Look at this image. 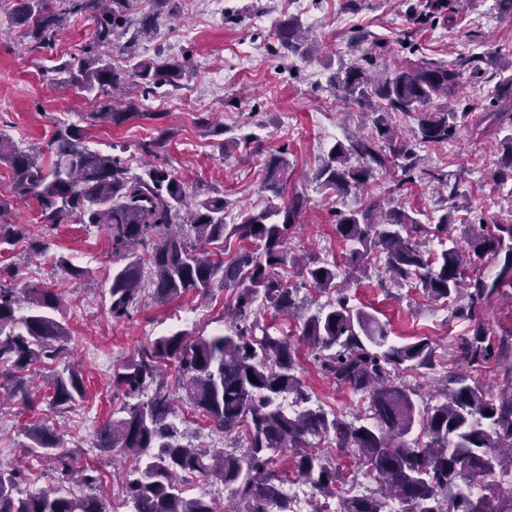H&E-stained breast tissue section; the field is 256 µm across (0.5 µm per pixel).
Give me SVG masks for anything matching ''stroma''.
I'll return each mask as SVG.
<instances>
[{
	"label": "stroma",
	"mask_w": 512,
	"mask_h": 512,
	"mask_svg": "<svg viewBox=\"0 0 512 512\" xmlns=\"http://www.w3.org/2000/svg\"><path fill=\"white\" fill-rule=\"evenodd\" d=\"M416 0H233L230 18L211 24L206 0H178L175 16L163 17L156 39L137 45V54L159 60H183L186 73L179 88L169 86L153 97L137 98L136 117L115 125L91 120L99 105L94 95L65 85L53 71L57 61L89 42L94 22L89 15L71 17L54 49L33 50L29 38L14 25L15 0H0V129L20 149L46 144L61 125L82 128L92 149L108 154L113 145L125 148L132 172H139L141 142L159 132L171 137L159 162L185 184L189 193L221 196L226 223L259 204L264 162L286 152L287 196L305 201L302 216L289 234L293 253L309 259L338 261L348 245L336 236L335 212L361 210L372 203L401 207L420 223H436L441 208L455 200L461 216L450 237L420 235L424 250L440 252L446 239L465 242L469 223L512 224V175H504L502 143L512 136V119H484L486 106L501 81L512 75V12L498 0H451L435 18L415 20ZM273 22L299 17L314 48L307 59H285L274 51L272 26L256 24L259 14ZM374 49L378 65L445 64L460 68L461 93L469 105L455 140L437 145L417 143L414 117L386 113L390 125L406 141L416 143L420 165L443 171L441 186L416 175L405 181L399 168L377 171L366 191L336 197L321 190L314 174L329 149L347 137L374 135V116L343 99L330 85L336 71ZM0 199L12 201L11 216L26 237L0 254V268L32 283L60 292L59 320L69 332L67 347L56 360L39 363L29 387L36 407L24 409L0 386V466L19 456L23 430L41 421L55 427L66 447L75 451L73 466L97 468L99 493L110 512H123L122 487L129 458L97 445L99 428L111 419L123 399L112 389L114 365L136 356L149 341L170 331L210 336L230 325L231 291L200 298L188 293L164 305L148 304L131 318L113 319L108 288L113 258L98 228L73 221L44 224L33 199L14 196L11 169L0 163ZM49 244L37 255L33 242ZM87 268L86 276H70L59 259ZM382 265L369 277L352 282L347 293L354 305L377 313L388 324L387 344L401 345L421 336L435 340L444 360L435 377L445 376L456 362L458 337L471 322L454 317L450 307L421 292L384 284ZM72 362L82 372L85 396L70 410L49 408L44 380L57 366ZM299 376L314 404L351 416L358 397L336 387L318 372L306 347H299Z\"/></svg>",
	"instance_id": "35a3bbf8"
}]
</instances>
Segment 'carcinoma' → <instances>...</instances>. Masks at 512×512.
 <instances>
[{"mask_svg": "<svg viewBox=\"0 0 512 512\" xmlns=\"http://www.w3.org/2000/svg\"><path fill=\"white\" fill-rule=\"evenodd\" d=\"M59 2L18 0L13 20L37 49L53 45L66 16L84 13L94 20L93 40L54 67L66 82L105 98L91 113L93 120L118 125L138 115L133 105L115 104V92L126 76L136 79L145 98L182 77L183 61L140 59L118 69L103 53L111 46L131 48L157 37L165 8L175 0H152L155 9L137 20L131 18L134 0ZM305 33L292 16L280 21L277 53L288 59L309 56ZM335 85L344 98L377 114L375 137L352 136L334 144L316 173L318 185L338 196L363 189L390 160L408 175L417 167L413 146L397 139L383 113L415 116L422 143H446L456 136L458 112L432 103L443 98L459 104L457 68L426 63L379 70L375 57L367 54L340 71ZM167 142L164 131L140 150L156 157ZM47 154L49 168L43 164ZM0 162L14 173L15 197L35 199L44 223L73 218L105 227L112 254L123 261L112 270L108 289L113 317L128 316L138 307L146 266L151 297L159 304L190 291L206 296L216 288L236 290L229 332L193 339L183 331L160 336L112 372V387L124 404L98 431L99 447L118 450L135 462L125 485L131 512H216L209 499L186 494L181 479L196 475L224 485V512H293L284 490L288 473L276 467L277 456L288 448L295 449V479L313 489L310 512H328L326 500L336 496L345 474L309 451L316 438L327 439L338 459L355 449L380 488L377 494L343 497L338 512H388L390 500L401 512H512V496L501 498L497 484H486L481 495L471 491L488 477L512 473V330L492 337L479 322L485 306L512 288V224L491 229L472 224L467 247L453 244L431 255L416 240L428 231L426 225L401 208L382 211L380 205H370L337 214L336 236L351 246L344 265H312L292 256L287 247L303 199L274 203L283 198L289 167L282 152L266 160L264 206L241 214L231 226L224 223V198L192 202L184 183L153 163L131 175L128 159L90 149L86 133L75 126L57 129L46 146L27 151L15 147L0 129ZM10 207L0 200V251L25 236L22 225L3 220ZM456 209L454 203L446 207L434 230L448 235ZM226 234L256 250L245 249L229 262L210 260L205 246ZM372 253L385 255L395 285L410 283L435 301L456 302L454 315L474 322L472 334L457 345L460 370L448 372L437 385L435 403L422 409L416 392L398 377L405 368L434 369L433 340L424 336L385 347L387 324L341 293L352 275L369 276L365 259ZM488 255L497 262L496 274H469ZM289 265L318 292L336 293L335 299L314 309L305 306L298 285L280 274ZM23 298L28 308L21 315ZM60 303L61 294L54 289L21 288L15 275L0 274V376L28 408L33 402L23 372L56 359L68 341L55 316ZM256 305L287 315L296 322L298 336L250 320ZM298 343L316 351L319 370L331 383L366 397L369 415L348 421L310 406L311 395L296 374ZM491 361L506 378V388L497 394L486 392L468 372ZM169 364L187 402L224 435L236 434V446L216 451L184 442L173 420L174 396L162 379ZM252 376L257 382L250 381ZM48 389L49 405L59 411L85 395L80 374L69 365L52 373ZM289 399L296 406L292 412L284 408ZM417 425L424 443L411 437ZM22 447L55 464L57 484L24 494L18 491L21 471L0 468V512H108L101 496L92 492L96 470L81 475V486L90 493L78 497L66 486L74 454L55 430L32 425Z\"/></svg>", "mask_w": 512, "mask_h": 512, "instance_id": "carcinoma-1", "label": "carcinoma"}]
</instances>
